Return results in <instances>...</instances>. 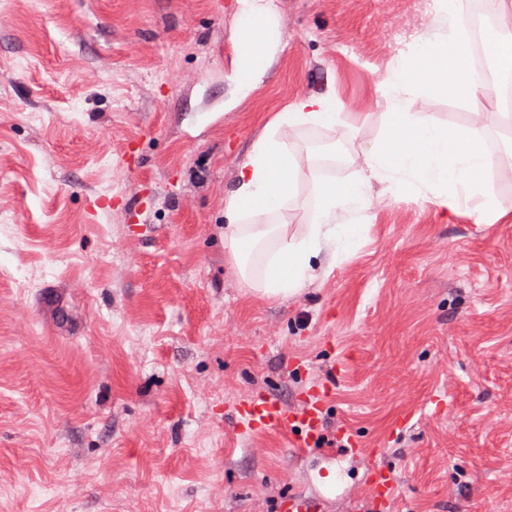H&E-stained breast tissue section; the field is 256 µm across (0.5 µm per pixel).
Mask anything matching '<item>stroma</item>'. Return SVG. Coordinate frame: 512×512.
<instances>
[{"instance_id":"1","label":"stroma","mask_w":512,"mask_h":512,"mask_svg":"<svg viewBox=\"0 0 512 512\" xmlns=\"http://www.w3.org/2000/svg\"><path fill=\"white\" fill-rule=\"evenodd\" d=\"M270 5L278 49L245 90L240 0H0V512H274L313 491L324 512H512V223L377 183L370 210L336 214L360 227L352 249L325 245L279 298L224 250V197L263 127L311 95L342 114L280 130L321 157L287 217L301 234L314 177L355 179L386 134L398 37L446 36V17ZM404 106L479 121L493 161L512 143L493 97ZM322 383L329 442L307 454L235 419L251 394L298 410ZM369 459V470L374 478V491L377 497L389 499L393 495V485L389 473L380 467L371 457Z\"/></svg>"}]
</instances>
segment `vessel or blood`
Returning <instances> with one entry per match:
<instances>
[{
  "label": "vessel or blood",
  "instance_id": "1",
  "mask_svg": "<svg viewBox=\"0 0 512 512\" xmlns=\"http://www.w3.org/2000/svg\"><path fill=\"white\" fill-rule=\"evenodd\" d=\"M323 409L321 401L309 402L302 410L291 411L277 401L264 395L252 396L243 406L240 415L251 427L260 429H289L297 432V444L308 448L323 430Z\"/></svg>",
  "mask_w": 512,
  "mask_h": 512
}]
</instances>
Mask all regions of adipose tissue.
Returning <instances> with one entry per match:
<instances>
[{
	"instance_id": "adipose-tissue-1",
	"label": "adipose tissue",
	"mask_w": 512,
	"mask_h": 512,
	"mask_svg": "<svg viewBox=\"0 0 512 512\" xmlns=\"http://www.w3.org/2000/svg\"><path fill=\"white\" fill-rule=\"evenodd\" d=\"M245 14L262 25L239 37L238 78L250 85L257 76L250 55L268 57L277 46L276 24L268 0H244ZM448 37L424 35L404 52L380 81L392 106L386 115L387 135L363 152L361 170L350 182L319 181L309 223L301 235H289L286 215L297 196L302 175L300 162L279 134L281 126L332 128L341 120L336 103L327 96L297 100L278 113L252 142L224 200V248L247 286L276 298L302 288L313 277L312 260L324 242L338 240L349 250L357 236L354 224H340V210L362 212L371 208L372 186L391 189L415 186L431 192L439 207L493 224L507 218L495 201L485 178L490 165L483 126L478 122L442 124L424 115L405 112L403 100L418 89L469 102L487 93L484 70L470 60L467 15L459 0H447ZM264 255L261 272L253 259Z\"/></svg>"
}]
</instances>
